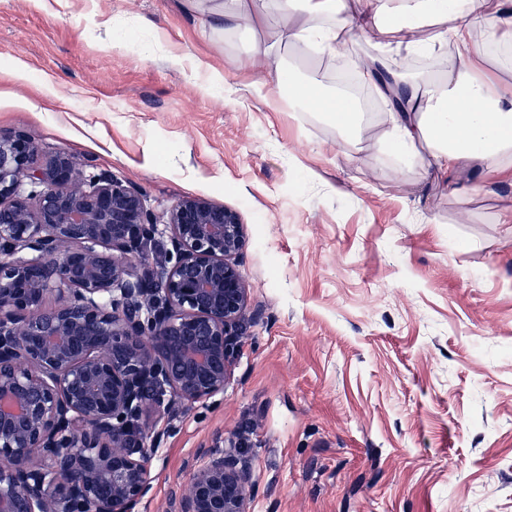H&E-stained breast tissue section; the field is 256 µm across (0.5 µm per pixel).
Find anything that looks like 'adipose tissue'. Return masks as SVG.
<instances>
[{"mask_svg":"<svg viewBox=\"0 0 512 512\" xmlns=\"http://www.w3.org/2000/svg\"><path fill=\"white\" fill-rule=\"evenodd\" d=\"M185 10L211 18V33L229 44L241 30L253 36L251 57L274 69L253 81L256 92L275 85L291 111L335 129L353 149L366 122L358 99L326 84L318 65L347 54L358 34L382 41L354 60L359 80L382 104L377 148L398 168L419 167L474 193L493 181H512V69L494 51L512 50V0H182ZM445 27L433 39L422 32ZM305 50L312 76L288 72L289 50Z\"/></svg>","mask_w":512,"mask_h":512,"instance_id":"1","label":"adipose tissue"}]
</instances>
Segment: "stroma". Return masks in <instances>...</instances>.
Wrapping results in <instances>:
<instances>
[{"label":"stroma","mask_w":512,"mask_h":512,"mask_svg":"<svg viewBox=\"0 0 512 512\" xmlns=\"http://www.w3.org/2000/svg\"><path fill=\"white\" fill-rule=\"evenodd\" d=\"M247 50L180 0H0V130L245 231L259 318L222 395L152 419L136 512H170L220 435L246 440L252 512H512V183L397 170L373 124L345 154L254 91Z\"/></svg>","instance_id":"stroma-1"}]
</instances>
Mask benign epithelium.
Returning a JSON list of instances; mask_svg holds the SVG:
<instances>
[{"label": "benign epithelium", "mask_w": 512, "mask_h": 512, "mask_svg": "<svg viewBox=\"0 0 512 512\" xmlns=\"http://www.w3.org/2000/svg\"><path fill=\"white\" fill-rule=\"evenodd\" d=\"M163 234L165 259L131 267ZM244 246L221 204L185 196L160 223L123 181L0 131V512H135L148 412L224 393L249 314ZM241 447L216 438L173 512H250Z\"/></svg>", "instance_id": "1"}]
</instances>
